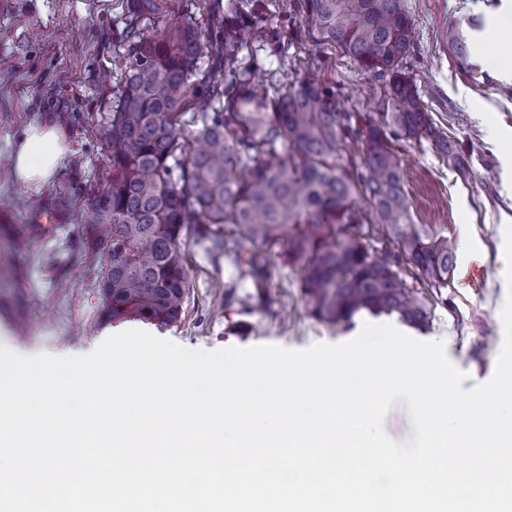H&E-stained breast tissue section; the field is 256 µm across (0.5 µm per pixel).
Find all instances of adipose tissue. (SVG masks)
Returning a JSON list of instances; mask_svg holds the SVG:
<instances>
[{"label":"adipose tissue","instance_id":"obj_1","mask_svg":"<svg viewBox=\"0 0 512 512\" xmlns=\"http://www.w3.org/2000/svg\"><path fill=\"white\" fill-rule=\"evenodd\" d=\"M67 149V140L60 128L47 123L32 124L13 146V172L24 183L43 185L65 163Z\"/></svg>","mask_w":512,"mask_h":512}]
</instances>
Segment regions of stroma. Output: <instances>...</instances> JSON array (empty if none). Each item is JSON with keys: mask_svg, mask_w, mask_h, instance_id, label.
Masks as SVG:
<instances>
[{"mask_svg": "<svg viewBox=\"0 0 512 512\" xmlns=\"http://www.w3.org/2000/svg\"><path fill=\"white\" fill-rule=\"evenodd\" d=\"M280 0H265L278 43L258 53L268 94L284 91L292 77L280 48L299 54L310 73L336 85L354 124L374 109L373 75L359 71L340 52L305 40L301 17L290 18ZM415 27L407 60L418 90L437 126L469 160L468 176L448 167L425 141L394 143L408 171L404 183L414 223L444 224L456 244L450 287L423 288L432 316L420 341H440L451 363L467 373L463 389L490 380L504 341L501 312L508 292L504 261L506 228L512 224V43L492 49L470 42V59L483 74L471 77L448 50V27L473 19L488 22L511 13L512 0H405ZM125 14V0H0V217L11 224H40L32 199H47L70 176L89 178L102 162L90 123L112 100V31ZM60 124L69 162L46 184L19 181L10 145L33 123ZM80 167H73V160ZM78 213L60 217L52 233L20 255L19 286L28 297L25 333H18L10 309H0V345L23 356L81 355L112 335L101 321L96 272L61 241L70 236ZM192 285L180 324L155 329L157 338L193 350L277 345L302 350L319 343L355 338L368 313L338 330L308 314L298 269L285 265L281 246L272 247L270 279L255 284L229 258L212 263L197 245H184Z\"/></svg>", "mask_w": 512, "mask_h": 512, "instance_id": "1", "label": "stroma"}]
</instances>
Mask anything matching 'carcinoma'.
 <instances>
[{
    "label": "carcinoma",
    "mask_w": 512,
    "mask_h": 512,
    "mask_svg": "<svg viewBox=\"0 0 512 512\" xmlns=\"http://www.w3.org/2000/svg\"><path fill=\"white\" fill-rule=\"evenodd\" d=\"M204 8L198 15L189 4L171 9V0H126L115 105L94 123L104 164L71 240L101 268L103 320L178 324L192 288L183 250L191 239L233 257L257 285L270 278V247L285 244L306 308L327 324L365 311L424 328L428 305L407 274L449 287L455 241L445 226L413 222L392 140H425L461 174L468 169L403 66L414 32L403 0H282L313 42L382 80L373 88L376 116L362 127L298 55L287 60L296 78L284 92L256 86L251 44L277 39L263 0H205ZM448 49L465 64L454 26ZM83 190L72 181L35 206L52 221ZM46 232L13 224L0 246V289L15 286L19 305L15 255Z\"/></svg>",
    "instance_id": "obj_1"
}]
</instances>
